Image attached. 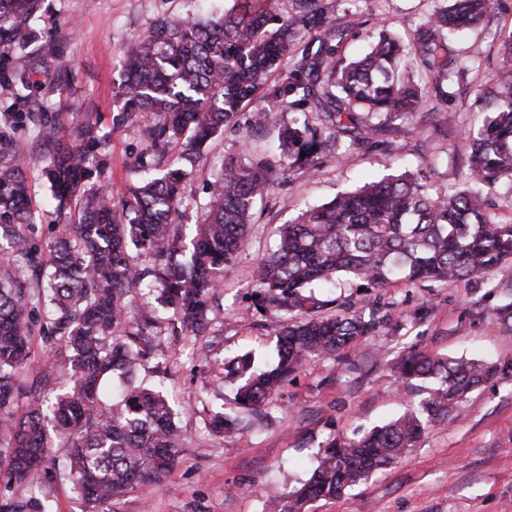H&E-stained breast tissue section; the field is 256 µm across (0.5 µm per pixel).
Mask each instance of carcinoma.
Returning a JSON list of instances; mask_svg holds the SVG:
<instances>
[{
    "label": "carcinoma",
    "mask_w": 512,
    "mask_h": 512,
    "mask_svg": "<svg viewBox=\"0 0 512 512\" xmlns=\"http://www.w3.org/2000/svg\"><path fill=\"white\" fill-rule=\"evenodd\" d=\"M42 0H0V57L26 51L31 21ZM498 0H453L441 5L421 38L407 46L387 29L363 58L333 63L349 29L328 19L325 0H232L217 19L162 21L128 48L117 86L126 114L151 112L149 131L161 165H137L133 203L117 208L110 194H89L86 167L93 144L75 147L53 127L42 134L54 147L43 167L57 209L81 198L77 224H62L44 258L30 229L28 165L0 156V457L9 481L30 486L41 479L49 449L68 448L67 476L85 512H107L138 484L157 483L176 464L181 433L163 391L139 381L146 352L115 335L132 321L128 296L148 276L160 285L162 303L172 309L173 333L206 330L210 301L223 283L224 266L248 241L258 198L275 176L298 166L317 170L322 158H338L387 131V123L424 108L423 91L402 75L412 57L429 72L436 94L464 70L450 56L457 29L479 24ZM506 64L489 73L483 91L492 112L466 135L473 143L468 165L471 187L433 195L418 172L406 170L362 185L329 202L302 210L279 228L277 247L259 263L255 305L283 323L275 363L262 370L246 353L235 360L243 378L235 397L241 411L256 415L271 405L285 381L311 361L353 347L383 322L382 309L358 301L319 299L314 289L347 276L364 290L382 288L400 276L408 281H461L512 259V224L486 213V192L512 178V32L501 38ZM287 63L285 79L267 84ZM275 112L315 116L284 125L278 149L280 172L262 162L229 156L218 170L203 223L186 238L184 183L203 163L205 147L257 92ZM271 111V112H273ZM265 110L254 122L271 118ZM134 247L150 258L139 267ZM48 309L54 338L67 350L43 384L60 392L46 403L32 401L20 416L11 410L22 395L20 372L32 356V300ZM339 304L345 315L316 317L306 306ZM403 384L434 383L398 418L353 440L329 439L318 452L310 477L292 494L266 505L267 512H307L316 500L339 498L352 486L391 466L419 442L429 425L449 419L470 392L503 369L464 358L409 353L396 365ZM238 418L215 415L212 430L236 429ZM39 499L0 503V512H41Z\"/></svg>",
    "instance_id": "carcinoma-1"
}]
</instances>
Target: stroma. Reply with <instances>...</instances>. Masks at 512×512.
<instances>
[{
	"instance_id": "35a3bbf8",
	"label": "stroma",
	"mask_w": 512,
	"mask_h": 512,
	"mask_svg": "<svg viewBox=\"0 0 512 512\" xmlns=\"http://www.w3.org/2000/svg\"><path fill=\"white\" fill-rule=\"evenodd\" d=\"M227 0H44L34 28L35 41L10 58L12 77L0 79V151L19 152L31 162L29 184L38 217L32 236L52 242L51 227L65 214L46 210L51 191L42 160L52 150L39 137L48 124L69 130L76 144L95 137L88 190L101 187L114 201L127 197L135 164L154 156L146 135L151 113L122 119L117 99L122 59L139 36L161 20L186 15H219ZM436 8L435 0H358L362 25L351 27L338 55L364 57L380 30L404 43L415 41ZM512 29V0H499L485 21L464 30L450 44L467 65L448 86L446 100L428 96L423 110L397 120L383 144L326 157L319 169L296 168L256 204L250 239L224 270L205 333L177 336L159 301V286L145 279L132 293L136 313L155 322L146 332L151 346L140 376L160 384L176 408L184 434L173 473L137 487L112 512H261L267 497L284 496L305 481L320 445L333 435L351 438L396 418L422 397L403 385L397 361L412 352L465 357L507 366L460 402L450 419L431 425L416 447L397 463L352 487L344 496L320 500L310 512H512V319L500 306L512 301V262L458 282L410 283L397 280L378 289L385 320L376 332L336 358L303 367L275 395L266 419L245 417L240 430L219 435L210 422L234 410L239 381L234 359L252 353L256 365L276 355V325L253 304V271L274 248L279 225L306 205H320L358 184L361 176L382 178L421 169L434 193L461 187L470 145L465 132L482 122L477 91L487 73L502 64L499 31ZM31 84L27 116L16 115L14 76ZM255 97L218 133L207 160L186 185L183 230L193 234L202 219L209 186L225 156H269L278 127L297 120L281 112L275 124L256 127L252 115L270 109ZM66 451L53 449L43 464L41 495L54 512H82L83 504L60 470Z\"/></svg>"
}]
</instances>
